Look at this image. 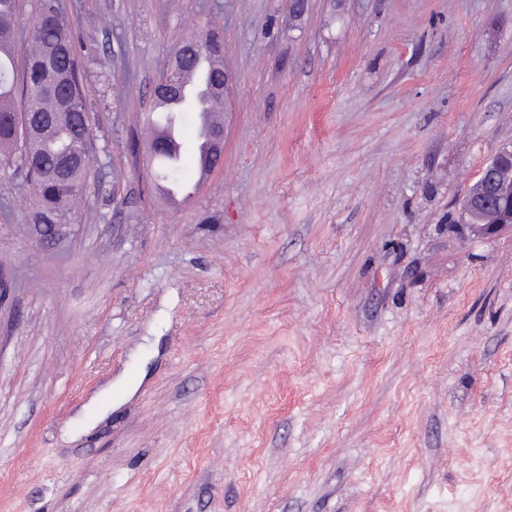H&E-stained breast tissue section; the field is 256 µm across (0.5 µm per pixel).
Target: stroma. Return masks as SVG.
Wrapping results in <instances>:
<instances>
[{"label":"stroma","mask_w":512,"mask_h":512,"mask_svg":"<svg viewBox=\"0 0 512 512\" xmlns=\"http://www.w3.org/2000/svg\"><path fill=\"white\" fill-rule=\"evenodd\" d=\"M73 2L86 201L42 242L0 180V512H512V232L458 229L512 148V0ZM210 27L224 157L174 207L143 125Z\"/></svg>","instance_id":"1"}]
</instances>
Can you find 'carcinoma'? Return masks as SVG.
Instances as JSON below:
<instances>
[{"label": "carcinoma", "instance_id": "carcinoma-1", "mask_svg": "<svg viewBox=\"0 0 512 512\" xmlns=\"http://www.w3.org/2000/svg\"><path fill=\"white\" fill-rule=\"evenodd\" d=\"M64 0H38L26 28L16 27L21 0H0V179H14L19 168L6 160L17 148L18 115L33 130L25 153L24 182L37 199L34 224H61L84 200L89 171L87 141L93 135L83 93L86 57L78 51ZM195 47L182 59L193 71L221 51L215 28L201 37L181 41ZM498 212L478 207L467 212L470 224H495Z\"/></svg>", "mask_w": 512, "mask_h": 512}]
</instances>
